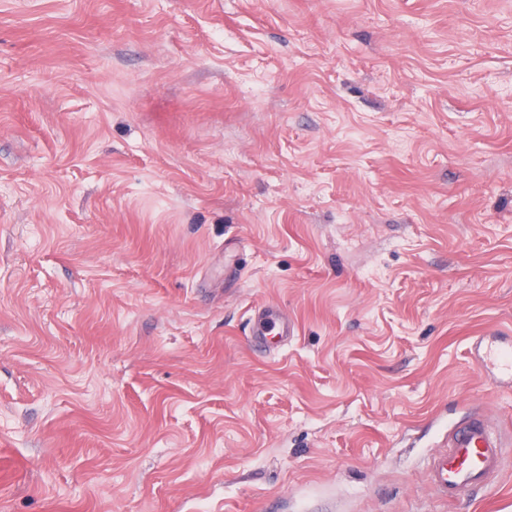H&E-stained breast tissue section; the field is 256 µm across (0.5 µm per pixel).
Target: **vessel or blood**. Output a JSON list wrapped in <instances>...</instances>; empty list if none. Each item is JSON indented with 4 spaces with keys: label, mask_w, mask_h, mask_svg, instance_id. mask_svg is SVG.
<instances>
[{
    "label": "vessel or blood",
    "mask_w": 512,
    "mask_h": 512,
    "mask_svg": "<svg viewBox=\"0 0 512 512\" xmlns=\"http://www.w3.org/2000/svg\"><path fill=\"white\" fill-rule=\"evenodd\" d=\"M294 333L292 320L264 308L252 318L249 341L258 347ZM470 353L481 369L493 375L497 387H512V343L500 337L477 336L471 341ZM505 454L506 445L488 416L470 418L449 433L446 447L431 459L429 488L448 503L473 490L488 488L490 479L502 471Z\"/></svg>",
    "instance_id": "b4317fda"
}]
</instances>
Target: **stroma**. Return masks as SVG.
<instances>
[{"label":"stroma","mask_w":512,"mask_h":512,"mask_svg":"<svg viewBox=\"0 0 512 512\" xmlns=\"http://www.w3.org/2000/svg\"><path fill=\"white\" fill-rule=\"evenodd\" d=\"M501 331L512 0H0V512H512ZM295 324L291 319L280 316L272 309L259 310L252 318L251 336L249 342L254 346L269 344L275 336V343L281 344L288 336H294ZM272 336V337H271ZM475 336L470 353L473 361L489 371L500 388L512 387V345L499 336ZM485 414L472 417L448 434V443L429 462L430 491L448 503L475 489L503 469L506 449Z\"/></svg>","instance_id":"obj_1"}]
</instances>
